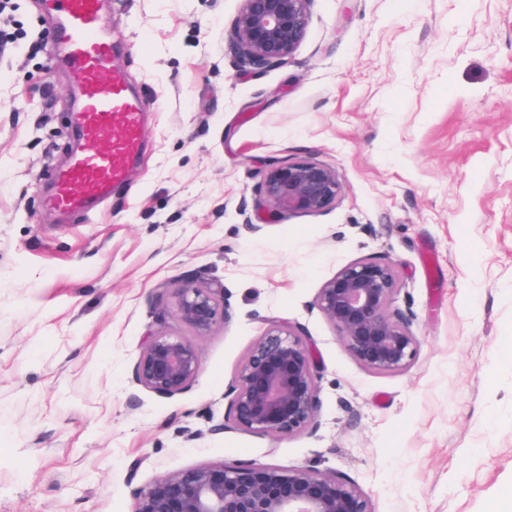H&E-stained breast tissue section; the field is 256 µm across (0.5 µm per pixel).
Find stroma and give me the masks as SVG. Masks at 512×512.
<instances>
[{"instance_id": "1", "label": "stroma", "mask_w": 512, "mask_h": 512, "mask_svg": "<svg viewBox=\"0 0 512 512\" xmlns=\"http://www.w3.org/2000/svg\"><path fill=\"white\" fill-rule=\"evenodd\" d=\"M241 0H106L144 146L91 217L47 204L70 93L39 0H0V512H133L160 475L256 462L336 475L373 512H494L512 492V0H312L287 63L239 71ZM315 159L335 205L252 232L270 160ZM395 266L419 346L361 365L318 311L344 266ZM225 316L181 394L135 379L148 336L191 337L183 283ZM317 362L314 424L233 426L269 321Z\"/></svg>"}]
</instances>
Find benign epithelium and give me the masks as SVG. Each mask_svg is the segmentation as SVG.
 Listing matches in <instances>:
<instances>
[{
  "label": "benign epithelium",
  "instance_id": "benign-epithelium-1",
  "mask_svg": "<svg viewBox=\"0 0 512 512\" xmlns=\"http://www.w3.org/2000/svg\"><path fill=\"white\" fill-rule=\"evenodd\" d=\"M311 0H241L228 40L242 67L286 63L305 39ZM342 183L336 169L303 159L272 164L262 184L268 223L294 213L318 214L336 204ZM401 288L395 267L359 261L320 288L316 307L339 329L342 343L367 368L405 369L418 340L412 320L391 313ZM224 288L186 282L174 310L193 338L155 334L135 364L136 379L162 395L183 392L199 375V341L223 317ZM317 370L306 340L272 320L240 366L229 419L236 427L272 437L293 435L316 416ZM133 512H373L368 499L336 476L299 468L285 474L267 464L224 463L165 473L136 497Z\"/></svg>",
  "mask_w": 512,
  "mask_h": 512
}]
</instances>
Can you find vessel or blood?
<instances>
[{"instance_id":"vessel-or-blood-1","label":"vessel or blood","mask_w":512,"mask_h":512,"mask_svg":"<svg viewBox=\"0 0 512 512\" xmlns=\"http://www.w3.org/2000/svg\"><path fill=\"white\" fill-rule=\"evenodd\" d=\"M80 103L72 122L81 146L57 169L49 204L65 215L86 214L122 184L143 145V109L127 77L112 68L104 0H44Z\"/></svg>"}]
</instances>
